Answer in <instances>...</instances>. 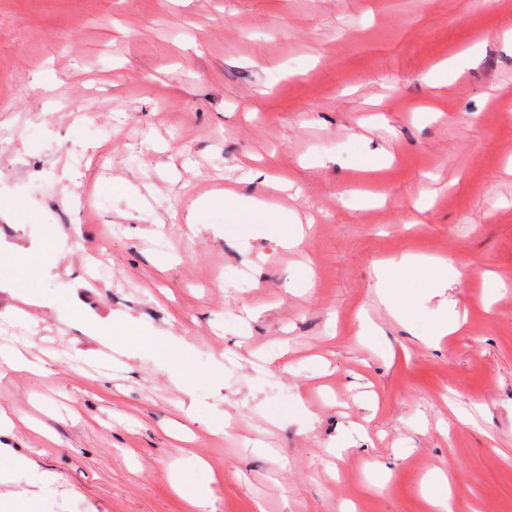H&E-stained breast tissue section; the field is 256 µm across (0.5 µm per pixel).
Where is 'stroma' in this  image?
I'll list each match as a JSON object with an SVG mask.
<instances>
[{
    "label": "stroma",
    "instance_id": "obj_1",
    "mask_svg": "<svg viewBox=\"0 0 512 512\" xmlns=\"http://www.w3.org/2000/svg\"><path fill=\"white\" fill-rule=\"evenodd\" d=\"M228 190L277 223L225 215ZM17 197L0 241L43 252L0 266V314L23 316L0 344L31 340L42 368L0 376V406L53 430L13 444L67 487L35 512H192L208 487L217 512H430L438 468L457 512H512V0H0V204ZM284 224L307 226L298 248ZM406 254L448 261L444 290L402 282L419 326L466 315L440 349L378 297L375 263ZM81 280L86 315L190 345L195 398L150 359L110 378L82 357L58 318ZM190 456L208 467L179 494Z\"/></svg>",
    "mask_w": 512,
    "mask_h": 512
}]
</instances>
